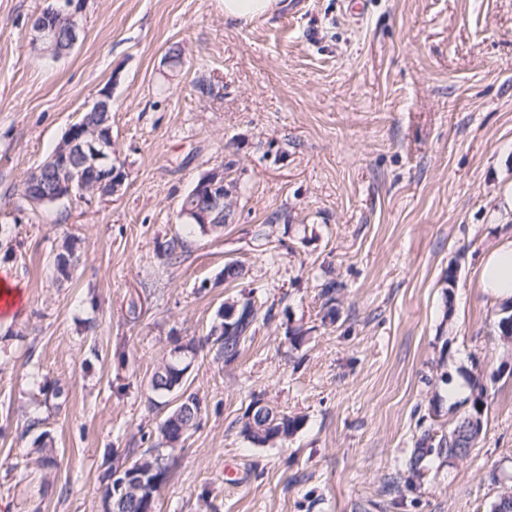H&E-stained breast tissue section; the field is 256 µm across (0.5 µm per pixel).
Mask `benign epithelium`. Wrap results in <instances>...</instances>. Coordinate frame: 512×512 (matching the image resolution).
<instances>
[{"mask_svg":"<svg viewBox=\"0 0 512 512\" xmlns=\"http://www.w3.org/2000/svg\"><path fill=\"white\" fill-rule=\"evenodd\" d=\"M86 0H55L32 22L31 50L40 57L59 58L71 52L77 44L81 17ZM92 112L102 116L97 128L90 134H79L73 125L66 132L58 149L60 163L68 169V180L58 186V194L65 196L73 189H89L102 198L114 197L124 186L120 170L112 163V134L109 114L112 112V92L103 90L93 103ZM48 164L31 171L26 178L30 191L26 200L33 206L46 201L34 187L43 179ZM193 207H186L181 217L197 224H210L212 212L229 208L232 190L224 187V167L204 173L197 181Z\"/></svg>","mask_w":512,"mask_h":512,"instance_id":"obj_1","label":"benign epithelium"}]
</instances>
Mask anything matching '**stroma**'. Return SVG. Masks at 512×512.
<instances>
[{"mask_svg":"<svg viewBox=\"0 0 512 512\" xmlns=\"http://www.w3.org/2000/svg\"><path fill=\"white\" fill-rule=\"evenodd\" d=\"M293 3L239 26L223 0H87L52 59L29 45L46 0H0V272L20 291L0 315V512H101L108 472L185 393L199 424L157 512H490L512 477V342L478 285L512 239V0H365L359 22L349 0ZM106 88L122 194L29 205L28 173ZM217 166L236 203L223 231L187 234L181 200ZM231 262L242 278L225 280ZM249 291L276 318L227 365L207 334ZM189 342L182 391L156 405L152 375ZM477 393L481 443L411 479L421 433ZM256 396L302 426L250 445Z\"/></svg>","mask_w":512,"mask_h":512,"instance_id":"35a3bbf8","label":"stroma"}]
</instances>
